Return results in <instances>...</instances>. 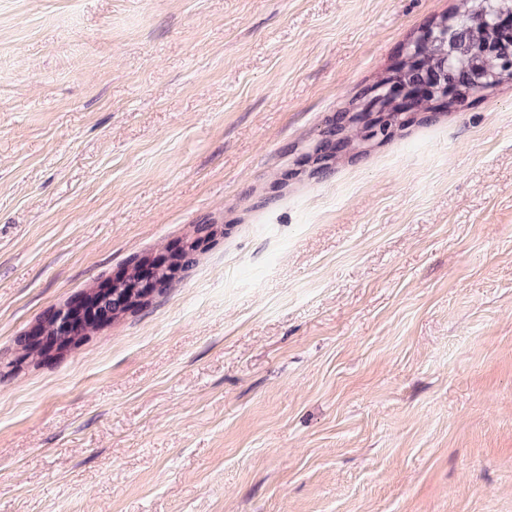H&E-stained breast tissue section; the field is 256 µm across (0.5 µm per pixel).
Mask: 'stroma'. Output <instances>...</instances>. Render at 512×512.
Masks as SVG:
<instances>
[{
  "label": "stroma",
  "instance_id": "35a3bbf8",
  "mask_svg": "<svg viewBox=\"0 0 512 512\" xmlns=\"http://www.w3.org/2000/svg\"><path fill=\"white\" fill-rule=\"evenodd\" d=\"M458 4L0 0V512H512V83L309 173ZM153 274L154 271L143 280L146 285H149ZM174 279L175 278L173 276L169 275L167 267H156L154 283L157 291L155 296L144 301H139L137 303L140 304L139 307H136L130 312H126L129 300L141 297L144 292V288L142 287L139 278L135 274L129 275L123 281L121 288H108L107 291H99L94 295V298L96 299V306H98L97 311L102 312V315H107L109 320L112 319V321H116L128 313H134L142 310L151 304L153 298L164 295L173 284ZM81 303L77 306L64 307L57 309L56 311L48 314L45 318L50 320L54 325V329L57 336H77L79 332L74 329V313L79 309Z\"/></svg>",
  "mask_w": 512,
  "mask_h": 512
}]
</instances>
